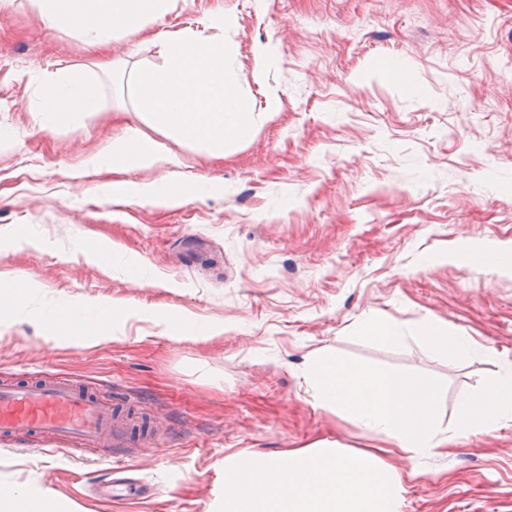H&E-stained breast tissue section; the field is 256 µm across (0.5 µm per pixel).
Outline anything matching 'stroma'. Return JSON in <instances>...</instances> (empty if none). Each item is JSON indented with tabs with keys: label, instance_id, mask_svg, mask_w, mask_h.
Wrapping results in <instances>:
<instances>
[{
	"label": "stroma",
	"instance_id": "stroma-1",
	"mask_svg": "<svg viewBox=\"0 0 512 512\" xmlns=\"http://www.w3.org/2000/svg\"><path fill=\"white\" fill-rule=\"evenodd\" d=\"M223 44L224 79L253 123L215 149L135 110L134 77L163 65V34ZM111 67L32 0L0 5V282L36 307L127 302L122 340L0 332V378L23 368L89 384L160 438L130 458L46 454L0 437V482L38 479L85 512H213L224 465L322 442L393 439L316 405L312 359L337 354L443 382L437 423L512 364V0H171L112 42ZM97 76L99 109L43 122L46 72ZM136 129L177 165L109 169L90 157ZM173 184L175 206L127 198ZM219 330L176 339L159 311ZM400 323L389 349L365 333ZM435 321L479 351L456 358L419 334ZM401 512H512V421L415 458Z\"/></svg>",
	"mask_w": 512,
	"mask_h": 512
}]
</instances>
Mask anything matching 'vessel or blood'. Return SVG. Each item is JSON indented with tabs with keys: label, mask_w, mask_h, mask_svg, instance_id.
<instances>
[{
	"label": "vessel or blood",
	"mask_w": 512,
	"mask_h": 512,
	"mask_svg": "<svg viewBox=\"0 0 512 512\" xmlns=\"http://www.w3.org/2000/svg\"><path fill=\"white\" fill-rule=\"evenodd\" d=\"M0 435L89 452L134 444L127 424L97 393L43 371L0 382Z\"/></svg>",
	"instance_id": "obj_1"
}]
</instances>
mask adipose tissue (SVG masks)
<instances>
[{
	"label": "adipose tissue",
	"mask_w": 512,
	"mask_h": 512,
	"mask_svg": "<svg viewBox=\"0 0 512 512\" xmlns=\"http://www.w3.org/2000/svg\"><path fill=\"white\" fill-rule=\"evenodd\" d=\"M40 14L60 30H74L100 52H109L112 36L122 30L142 29L146 18L165 13L170 0H35ZM164 65L141 72L137 78L139 111L163 130L202 144L224 139L248 140L252 124L237 97L224 81V46L197 34L165 37ZM40 109L93 113L98 109L94 83L46 74ZM157 144L138 133L113 144L112 150L92 157V164L115 168L151 167L164 162ZM130 307L109 302L58 309L40 314L36 323L45 333L66 325L71 341L104 346L114 341L113 325L132 317ZM0 512H75L71 500L35 483L21 488L0 484Z\"/></svg>",
	"instance_id": "1"
}]
</instances>
